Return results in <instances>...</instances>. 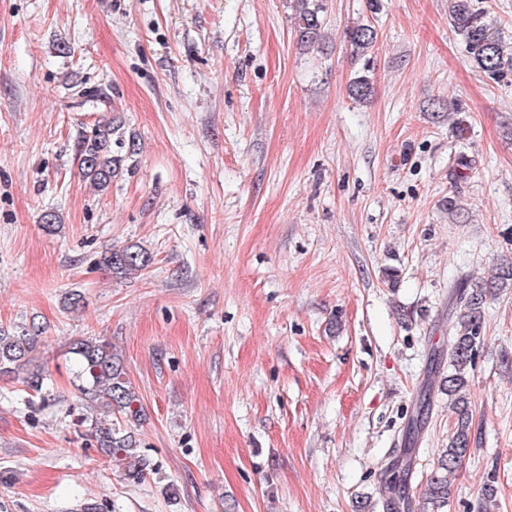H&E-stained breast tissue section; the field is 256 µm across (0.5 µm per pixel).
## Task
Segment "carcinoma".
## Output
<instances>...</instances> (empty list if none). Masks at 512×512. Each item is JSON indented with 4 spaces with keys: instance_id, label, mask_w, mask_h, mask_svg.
Instances as JSON below:
<instances>
[{
    "instance_id": "carcinoma-1",
    "label": "carcinoma",
    "mask_w": 512,
    "mask_h": 512,
    "mask_svg": "<svg viewBox=\"0 0 512 512\" xmlns=\"http://www.w3.org/2000/svg\"><path fill=\"white\" fill-rule=\"evenodd\" d=\"M295 11L296 44L303 50H313L320 44L326 0H289ZM449 23L465 44L466 52L480 72L493 80L512 74V51L495 38L491 25L483 14L473 9L472 0H449ZM347 41L357 54H366L376 42V30L366 24L346 32ZM372 82L368 75L355 77L349 86L350 96L364 101L371 95ZM118 126L112 121L94 125L90 133L78 142L77 156L80 173L90 179L99 190L106 189L117 175L123 156L136 153L135 138L117 135ZM125 155H120V152ZM99 263L117 278H124L148 268L151 256L133 246L102 254ZM512 289V261L497 264L489 279L469 274L459 276L451 284L455 320L448 325V395L452 397L455 415L454 429L448 438V448L441 463L442 472L434 475L425 490L427 504L439 512L448 503L450 485L448 476L455 473L469 451L473 416L466 386L468 370L475 362L483 336L484 308L489 299L503 289ZM39 344L35 327L19 330L0 329V376L22 375V383L33 391H40L42 375L37 369L34 353ZM77 365L78 389L86 398L93 416L85 417L84 436L109 460L123 466L132 480L144 477L150 462L136 454L135 436L112 423L118 413L128 420L141 418L139 396L126 377L123 363L112 352V344L101 340L76 339L69 347ZM382 494L387 512H401L405 505L403 484L393 478L385 483Z\"/></svg>"
}]
</instances>
